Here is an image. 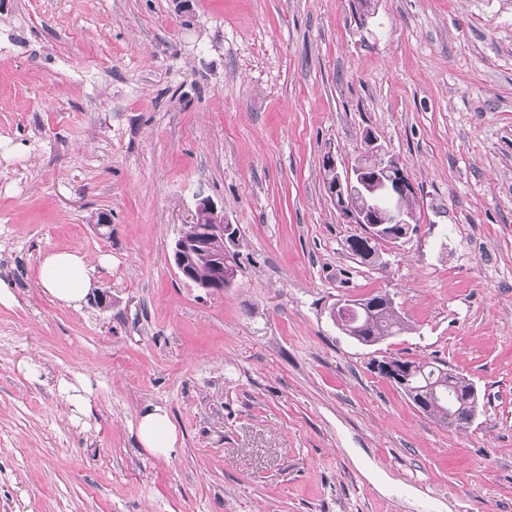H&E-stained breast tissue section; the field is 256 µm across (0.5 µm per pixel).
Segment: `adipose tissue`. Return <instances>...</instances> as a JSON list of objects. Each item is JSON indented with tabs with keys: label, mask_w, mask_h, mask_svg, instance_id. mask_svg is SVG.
Listing matches in <instances>:
<instances>
[{
	"label": "adipose tissue",
	"mask_w": 512,
	"mask_h": 512,
	"mask_svg": "<svg viewBox=\"0 0 512 512\" xmlns=\"http://www.w3.org/2000/svg\"><path fill=\"white\" fill-rule=\"evenodd\" d=\"M93 269L85 255L77 250L47 254L39 268L42 288L57 301L79 306L92 286ZM138 435L143 447L152 452L168 454L177 444L176 429L161 407L147 408L138 424Z\"/></svg>",
	"instance_id": "ef3b65f1"
}]
</instances>
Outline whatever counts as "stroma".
Here are the masks:
<instances>
[{"instance_id":"stroma-1","label":"stroma","mask_w":512,"mask_h":512,"mask_svg":"<svg viewBox=\"0 0 512 512\" xmlns=\"http://www.w3.org/2000/svg\"><path fill=\"white\" fill-rule=\"evenodd\" d=\"M368 130L419 219L374 266L320 172ZM200 193L241 230L216 295L168 259ZM72 249L76 308L38 280ZM0 282V512H512V0H0ZM380 291L410 329L365 347L329 312ZM396 356L471 379L473 421ZM94 268L79 250L47 254L39 268L42 288L57 301L77 307L92 286ZM392 363H402L403 365L411 366L414 374V386L416 387V394L408 384L407 374L405 371L407 367H403L399 364H383L384 373L390 381L397 382L406 392V394L413 398L410 400L412 404L425 416L433 418L438 422L448 425L449 427H462L466 424H470L474 419L475 410L473 406H463L460 403V397H464L466 394L475 391V385L470 379L455 373V382L451 388L450 400L451 406L445 409L442 405H434L428 395L426 387L428 386V380L437 379L440 373L445 375L448 371L444 366L438 365L434 362L418 361L407 359L404 357L390 358ZM444 369L440 372V369ZM138 435L143 448H149L154 453L166 455L176 448L175 426L161 407H149L142 413L138 424Z\"/></svg>"}]
</instances>
